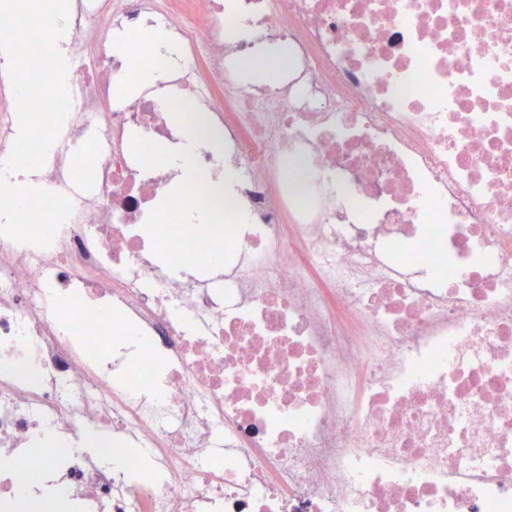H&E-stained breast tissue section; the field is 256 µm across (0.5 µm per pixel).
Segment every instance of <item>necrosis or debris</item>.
Returning a JSON list of instances; mask_svg holds the SVG:
<instances>
[{"label": "necrosis or debris", "mask_w": 512, "mask_h": 512, "mask_svg": "<svg viewBox=\"0 0 512 512\" xmlns=\"http://www.w3.org/2000/svg\"><path fill=\"white\" fill-rule=\"evenodd\" d=\"M68 23L58 139L92 138L94 180L59 153L71 218L45 248L0 234V512L48 477L80 512H512V0H74ZM146 25L219 141L198 162L238 174L207 278L143 229L176 172L130 132L189 140L155 95L113 100L154 59L103 42ZM242 25L287 77L238 81ZM15 111L0 60V165Z\"/></svg>", "instance_id": "1"}]
</instances>
